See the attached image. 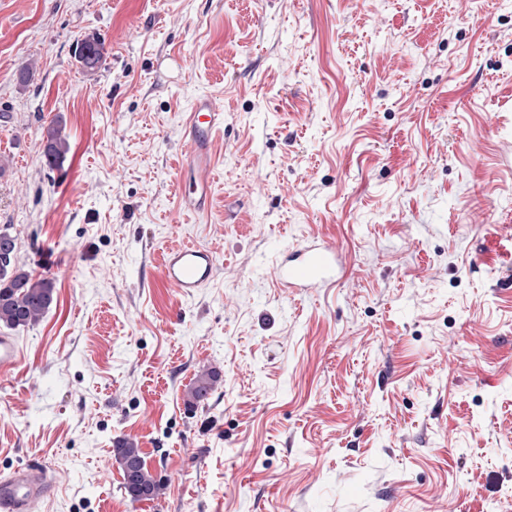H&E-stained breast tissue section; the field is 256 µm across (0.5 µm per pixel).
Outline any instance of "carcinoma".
Segmentation results:
<instances>
[{
    "label": "carcinoma",
    "mask_w": 512,
    "mask_h": 512,
    "mask_svg": "<svg viewBox=\"0 0 512 512\" xmlns=\"http://www.w3.org/2000/svg\"><path fill=\"white\" fill-rule=\"evenodd\" d=\"M80 62L93 69L103 59L102 44L89 38L79 51ZM68 151V143L55 128L48 130L45 150L46 163L54 167ZM56 299L54 280L46 276H34L14 263V259L0 262V326L24 329L37 324ZM219 374L205 371L197 375L189 389L188 404L195 405L207 400L218 381ZM114 457L122 472V488L132 501L152 500L158 496L160 483L147 468L138 445L127 439L114 442Z\"/></svg>",
    "instance_id": "1"
}]
</instances>
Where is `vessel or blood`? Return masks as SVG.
Returning a JSON list of instances; mask_svg holds the SVG:
<instances>
[{"label": "vessel or blood", "mask_w": 512, "mask_h": 512, "mask_svg": "<svg viewBox=\"0 0 512 512\" xmlns=\"http://www.w3.org/2000/svg\"><path fill=\"white\" fill-rule=\"evenodd\" d=\"M224 130V104L212 96L197 98L189 109L185 127L187 163L180 176L179 193L189 210L205 211L213 198L215 163L212 154L217 136ZM346 256L334 242L312 241L282 250L273 262V272L280 287L289 291L327 288L336 284ZM218 266L210 248L184 243L162 254L160 276L179 288L188 298L209 285ZM20 361V348L14 337L0 335V371L14 369ZM50 488L46 472L30 464L0 481V512H30L36 499L45 497Z\"/></svg>", "instance_id": "b4317fda"}]
</instances>
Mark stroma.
Listing matches in <instances>:
<instances>
[{
  "instance_id": "stroma-1",
  "label": "stroma",
  "mask_w": 512,
  "mask_h": 512,
  "mask_svg": "<svg viewBox=\"0 0 512 512\" xmlns=\"http://www.w3.org/2000/svg\"><path fill=\"white\" fill-rule=\"evenodd\" d=\"M1 229L56 283L0 374V478L52 484L32 512H512V0H0ZM315 238L336 286L278 288ZM187 242L219 258L191 299L159 275ZM120 438L157 498L121 490ZM224 132V104L212 96L197 98L189 109L185 127L187 163L180 175L179 193L186 208L205 211L213 198L215 163L212 154L217 136ZM68 143L60 135L58 129L50 128L48 130L47 145L45 150L46 163L53 168L64 157L68 151ZM218 379L219 374L215 371H205L197 375L195 382L187 393L189 398L188 404L195 405L207 400Z\"/></svg>"
}]
</instances>
